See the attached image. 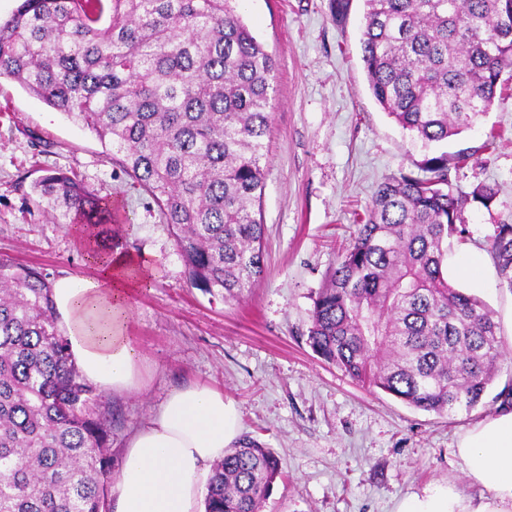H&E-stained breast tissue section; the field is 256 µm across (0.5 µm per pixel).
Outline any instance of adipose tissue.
<instances>
[{
  "label": "adipose tissue",
  "mask_w": 512,
  "mask_h": 512,
  "mask_svg": "<svg viewBox=\"0 0 512 512\" xmlns=\"http://www.w3.org/2000/svg\"><path fill=\"white\" fill-rule=\"evenodd\" d=\"M123 264L116 257L95 278H64L53 288L73 360L87 380L112 394L142 385L139 355L128 334L139 283ZM237 435L236 411L222 391L204 383L172 390L127 442L113 512H200L204 477ZM457 454L467 477L486 489L479 500L450 486L433 487L402 500L396 512H512V411L466 430Z\"/></svg>",
  "instance_id": "1"
}]
</instances>
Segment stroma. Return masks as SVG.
<instances>
[{"label": "stroma", "mask_w": 512, "mask_h": 512, "mask_svg": "<svg viewBox=\"0 0 512 512\" xmlns=\"http://www.w3.org/2000/svg\"><path fill=\"white\" fill-rule=\"evenodd\" d=\"M238 11L277 62L261 198L266 271L256 286L233 304L191 287L171 226L113 162L111 146L5 77L0 259L37 268L52 283L96 275L81 234L51 223L32 191L55 171L75 174L112 205L122 231L106 249L150 259L149 284L135 293L129 323L142 386L103 396L100 407L112 468L173 388L202 382L223 390L240 433L281 462L264 512H395L404 497L448 484L478 496L456 445L467 428L497 413L496 404L452 417L419 411L363 387L306 342L313 299L377 186L428 154L370 93L360 51L362 0H352L343 18L331 0H240ZM467 147L477 153L452 172L455 190L467 196L486 184L498 194L489 210L467 204L465 234L451 241L453 263L484 252L495 225L512 223V78L483 123L447 145L451 152ZM452 280L483 300L509 337L498 377L508 381L512 291L491 263L481 281Z\"/></svg>", "instance_id": "obj_1"}]
</instances>
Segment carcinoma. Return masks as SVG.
<instances>
[{
	"label": "carcinoma",
	"mask_w": 512,
	"mask_h": 512,
	"mask_svg": "<svg viewBox=\"0 0 512 512\" xmlns=\"http://www.w3.org/2000/svg\"><path fill=\"white\" fill-rule=\"evenodd\" d=\"M238 0H20L0 20V78L112 143L175 230L189 283L224 303L265 273L261 196L276 63ZM360 39L383 111L426 144L472 129L512 67V0H363ZM443 151L381 183L313 300L307 343L361 385L440 417L483 403L504 339L448 278L467 200ZM56 224L117 236L112 208L74 176L34 184ZM490 254L512 290V224ZM100 395L69 353L46 275L0 261V512H102L111 477ZM280 461L249 435L213 465L204 512H264Z\"/></svg>",
	"instance_id": "carcinoma-1"
}]
</instances>
